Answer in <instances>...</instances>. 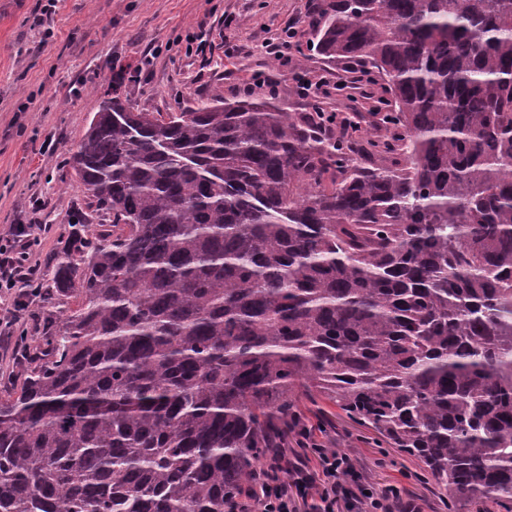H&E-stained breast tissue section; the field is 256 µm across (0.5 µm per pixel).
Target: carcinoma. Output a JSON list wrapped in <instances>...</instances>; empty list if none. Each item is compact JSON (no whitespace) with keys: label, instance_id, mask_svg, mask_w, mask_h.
I'll list each match as a JSON object with an SVG mask.
<instances>
[{"label":"carcinoma","instance_id":"cac0c4a2","mask_svg":"<svg viewBox=\"0 0 512 512\" xmlns=\"http://www.w3.org/2000/svg\"><path fill=\"white\" fill-rule=\"evenodd\" d=\"M314 31L383 80V131L275 90L93 113L0 512H224L300 393L512 512V0H325Z\"/></svg>","mask_w":512,"mask_h":512}]
</instances>
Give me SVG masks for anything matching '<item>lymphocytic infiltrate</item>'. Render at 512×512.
<instances>
[{
    "label": "lymphocytic infiltrate",
    "instance_id": "obj_1",
    "mask_svg": "<svg viewBox=\"0 0 512 512\" xmlns=\"http://www.w3.org/2000/svg\"><path fill=\"white\" fill-rule=\"evenodd\" d=\"M35 230L32 223L13 224L0 233V292L12 295L19 312L42 295L38 267L29 260ZM288 431L292 448L270 449L253 499L230 504L228 512H417L397 487L371 490L350 455L323 444V424L297 414Z\"/></svg>",
    "mask_w": 512,
    "mask_h": 512
}]
</instances>
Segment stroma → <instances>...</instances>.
I'll return each mask as SVG.
<instances>
[{
	"label": "stroma",
	"mask_w": 512,
	"mask_h": 512,
	"mask_svg": "<svg viewBox=\"0 0 512 512\" xmlns=\"http://www.w3.org/2000/svg\"><path fill=\"white\" fill-rule=\"evenodd\" d=\"M307 0H58L46 26H38L42 0H0V228L38 219L40 241L32 249L39 267L50 264L72 232L74 215L86 212L83 187L71 155L105 93L135 110L175 112L200 98L242 94L254 73L276 82L295 111L311 102L294 94L298 67L334 77L337 64L319 55L282 64L266 43L294 25L300 47L312 45ZM54 36L44 40L45 28ZM238 51L225 57L224 44ZM382 80L366 93L334 90L321 97L328 112L359 111L366 128L384 97ZM46 208L31 216L30 203ZM44 283L43 295L22 314L28 338L51 329V314L72 307ZM309 423H324L327 447L354 457L375 489L394 485L418 512H448L447 491L421 462L375 442L372 431L350 419L333 402L299 398Z\"/></svg>",
	"instance_id": "obj_1"
}]
</instances>
